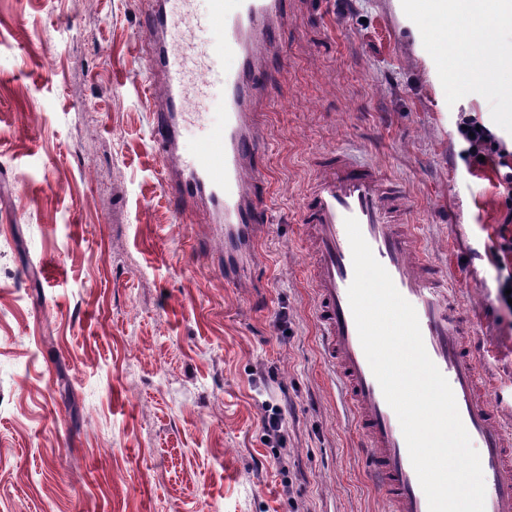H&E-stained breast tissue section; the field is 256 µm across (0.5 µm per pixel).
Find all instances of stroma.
<instances>
[{
	"instance_id": "obj_1",
	"label": "stroma",
	"mask_w": 512,
	"mask_h": 512,
	"mask_svg": "<svg viewBox=\"0 0 512 512\" xmlns=\"http://www.w3.org/2000/svg\"><path fill=\"white\" fill-rule=\"evenodd\" d=\"M147 0H0V512H386L320 348L299 222L314 157L344 149L409 194L406 224L457 284L467 352L512 429V316L492 252L512 98L477 81L512 28L405 0H289L256 128L266 232L253 273L206 262L169 197L139 32ZM281 410V445L263 424ZM467 126V129H462ZM479 126V130H476ZM457 131L467 147L461 152V158L469 167L482 166L488 162L497 160V165L501 168H507L509 171L501 174L506 194L504 197V207L507 210V216L504 224L500 225L499 239L496 250V270L498 282V301L502 308L512 315V305L508 303V298L512 299V292L506 295L507 289H512V150L509 152L502 139L496 136L487 126L478 121L475 116L461 115L457 124ZM474 133V136H469ZM483 155L485 162L478 160ZM510 158V159H509ZM510 226V227H509Z\"/></svg>"
}]
</instances>
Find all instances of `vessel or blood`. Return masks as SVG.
Here are the masks:
<instances>
[{
	"mask_svg": "<svg viewBox=\"0 0 512 512\" xmlns=\"http://www.w3.org/2000/svg\"><path fill=\"white\" fill-rule=\"evenodd\" d=\"M284 0H150L142 30V65L160 88L150 96L152 131L177 208L206 206L224 237V280L239 283L264 221L255 128L279 52L276 32ZM220 75L218 87L202 79ZM202 122L203 150L186 151L189 125ZM300 206L313 250L310 279L321 348L350 407L369 472L393 512H429L411 464L400 422L386 402L360 343L348 289L354 277L346 218H356L375 258L413 305L426 351L448 380L463 424L480 455L485 512H512V444L499 410L478 398L479 365L460 342L463 323L454 289L420 251L404 223V188L366 162L341 151L319 155Z\"/></svg>",
	"mask_w": 512,
	"mask_h": 512,
	"instance_id": "b4317fda",
	"label": "vessel or blood"
}]
</instances>
